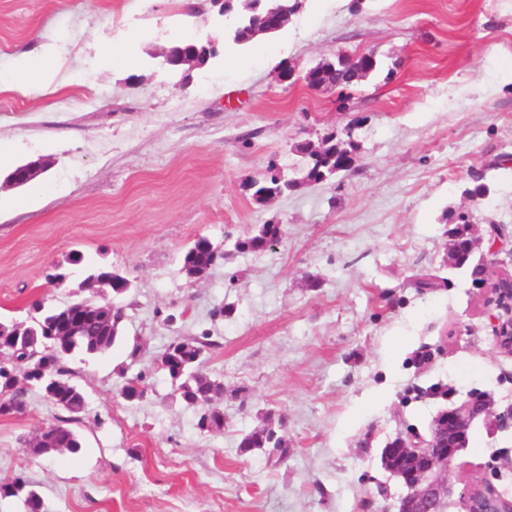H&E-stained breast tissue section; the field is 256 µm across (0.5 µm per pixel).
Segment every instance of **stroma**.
<instances>
[{
    "instance_id": "1",
    "label": "stroma",
    "mask_w": 512,
    "mask_h": 512,
    "mask_svg": "<svg viewBox=\"0 0 512 512\" xmlns=\"http://www.w3.org/2000/svg\"><path fill=\"white\" fill-rule=\"evenodd\" d=\"M231 24L213 0H0V71L43 44L62 63L55 91L0 93V194L14 200L0 208V320L83 299L125 313L111 350L65 360L86 400L79 460L27 454L64 416L31 391L0 416V479L22 477L44 512H398L407 489L383 448L481 394L492 413L448 469L444 512H464L470 479L512 496V421H499L512 357L494 347L472 274L490 225L512 247V0H305L244 47L225 41ZM183 40L216 55L172 68L161 52ZM104 43L130 63L102 69ZM364 52L380 64L365 81L308 88L312 67ZM330 133L357 142L352 168L297 181V145ZM38 157L47 172L5 186ZM272 161L295 185L261 204L252 184ZM475 170L489 187L479 202L466 194ZM448 212L472 223L460 268ZM264 224L281 225L278 245L234 250ZM200 237L226 258L190 278L181 254ZM101 263L127 293L84 287ZM205 331L218 346L203 370L226 391L219 432L198 428L154 365ZM138 375L148 396L131 403L121 386ZM266 421L282 459L238 448Z\"/></svg>"
}]
</instances>
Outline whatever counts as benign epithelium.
<instances>
[{"instance_id":"obj_1","label":"benign epithelium","mask_w":512,"mask_h":512,"mask_svg":"<svg viewBox=\"0 0 512 512\" xmlns=\"http://www.w3.org/2000/svg\"><path fill=\"white\" fill-rule=\"evenodd\" d=\"M201 50L196 46H173L165 53L170 64L201 66ZM46 168L43 159L30 161L11 173L10 180L27 184ZM484 305L493 320V336L498 351L512 355V270L507 261L494 258L485 264ZM489 410V401L476 397L442 412L434 421L430 437L424 442L399 438V454L386 448L383 464L407 487L399 512H443L448 497V463L468 444L471 419ZM466 512H512V497L500 493L488 479L470 483L464 495Z\"/></svg>"}]
</instances>
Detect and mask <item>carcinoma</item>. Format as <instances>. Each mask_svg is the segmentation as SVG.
I'll return each mask as SVG.
<instances>
[{
    "label": "carcinoma",
    "instance_id": "carcinoma-1",
    "mask_svg": "<svg viewBox=\"0 0 512 512\" xmlns=\"http://www.w3.org/2000/svg\"><path fill=\"white\" fill-rule=\"evenodd\" d=\"M298 6L296 0H250L238 12L235 26L229 32V38L236 44H245L259 34L278 32L266 27L267 14L284 8L293 11ZM378 70V62L373 61L367 69H359L350 62V58L336 57V70L331 71L326 65L318 66L307 74L308 84L333 85L349 87ZM357 145L353 140L338 139L329 134L322 140V145L314 149L311 144L298 146L304 155L302 168L303 180L310 183H321L338 172L343 171L339 159L355 152ZM293 185V181L281 179V172L276 163L267 167L261 180L253 183L256 194H269L278 197ZM471 222L465 215L458 216L456 227L448 230L451 246L448 251L450 264L460 268L468 261L471 249L469 237ZM281 239V227L278 224H264L256 233H248L235 243L239 251L249 250L264 252L273 247ZM224 258V253L212 249L198 238L182 256V270L194 278L201 272L211 268ZM87 281H95L112 289V293L120 296L130 288L126 277L112 271L107 266H94ZM124 319L123 308L112 305L107 310H87L83 312L82 325L78 332L66 336L59 335L71 322L62 310L49 309L44 311L36 321L28 324L22 335L18 336V346L14 352L19 366H27V361H43L46 373L29 374L23 386L12 385L4 380L0 372V415H12L20 412L25 406L27 391L35 389L44 398L54 401L64 411L71 414L69 420L58 424H49L26 443L29 453L35 457L52 456L66 452L70 458L79 457L82 450L80 435L68 426V421H76L85 410V399L80 390L69 379V371L63 365L64 358L76 350L86 355H98L109 351L120 333V325ZM217 346L209 333L190 339L171 342L156 358V368L166 374L174 386V394L188 406L198 407L201 414L198 428L202 431H220L224 429L221 412L212 407V403L224 398V383L209 377L202 371L206 352ZM239 448L247 453L255 449H270L269 456L284 452L283 437L271 428L255 429L241 438ZM0 497L24 499L27 512H41L42 502L37 493L30 489L27 482L17 476L14 485H0Z\"/></svg>",
    "mask_w": 512,
    "mask_h": 512
}]
</instances>
